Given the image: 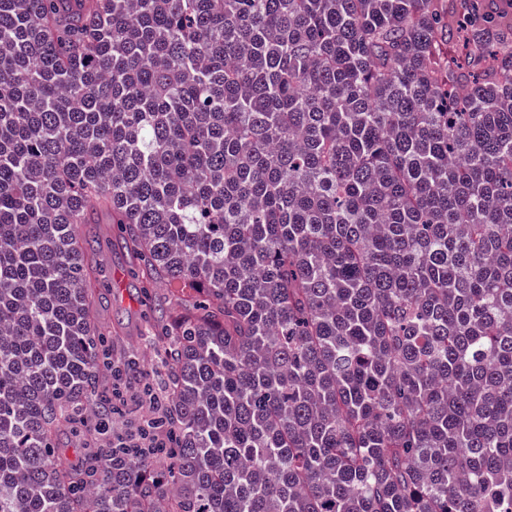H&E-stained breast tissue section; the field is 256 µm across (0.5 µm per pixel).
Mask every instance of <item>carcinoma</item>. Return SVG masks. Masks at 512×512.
<instances>
[{"label": "carcinoma", "instance_id": "carcinoma-1", "mask_svg": "<svg viewBox=\"0 0 512 512\" xmlns=\"http://www.w3.org/2000/svg\"><path fill=\"white\" fill-rule=\"evenodd\" d=\"M99 211L174 444L86 481ZM0 512H512V0H0Z\"/></svg>", "mask_w": 512, "mask_h": 512}]
</instances>
